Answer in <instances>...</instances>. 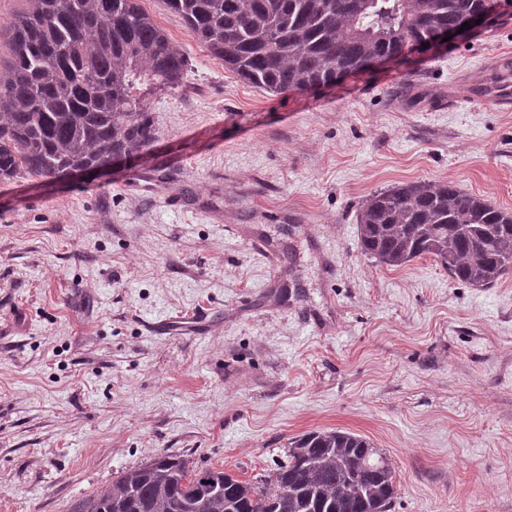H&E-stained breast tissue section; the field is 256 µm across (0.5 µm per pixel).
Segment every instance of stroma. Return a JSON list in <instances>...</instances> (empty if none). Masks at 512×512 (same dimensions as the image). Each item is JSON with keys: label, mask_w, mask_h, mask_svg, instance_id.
<instances>
[{"label": "stroma", "mask_w": 512, "mask_h": 512, "mask_svg": "<svg viewBox=\"0 0 512 512\" xmlns=\"http://www.w3.org/2000/svg\"><path fill=\"white\" fill-rule=\"evenodd\" d=\"M137 4L188 61L147 99L151 150L0 180V512H70L162 453L254 482L323 429L387 455L392 512H512V274L381 265L356 220L414 180L512 211V104L474 98L512 80V0L448 47L283 94Z\"/></svg>", "instance_id": "stroma-1"}]
</instances>
